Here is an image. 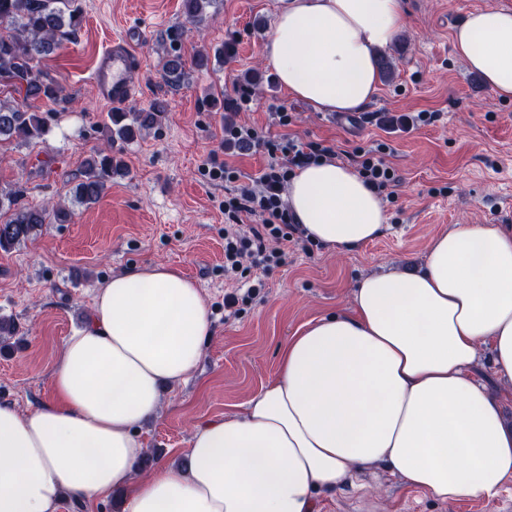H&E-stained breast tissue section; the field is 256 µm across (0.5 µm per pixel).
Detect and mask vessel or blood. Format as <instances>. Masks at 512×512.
I'll return each mask as SVG.
<instances>
[{
	"label": "vessel or blood",
	"instance_id": "vessel-or-blood-1",
	"mask_svg": "<svg viewBox=\"0 0 512 512\" xmlns=\"http://www.w3.org/2000/svg\"><path fill=\"white\" fill-rule=\"evenodd\" d=\"M141 56L132 40L124 38L96 58L92 82L102 104L114 112L125 111L140 89Z\"/></svg>",
	"mask_w": 512,
	"mask_h": 512
}]
</instances>
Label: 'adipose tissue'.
Here are the masks:
<instances>
[{
	"label": "adipose tissue",
	"mask_w": 512,
	"mask_h": 512,
	"mask_svg": "<svg viewBox=\"0 0 512 512\" xmlns=\"http://www.w3.org/2000/svg\"><path fill=\"white\" fill-rule=\"evenodd\" d=\"M406 27L403 0H279L264 56L293 98L360 112L376 59ZM455 54L512 101V12L474 11ZM287 202L314 241L354 249L387 215L352 168L296 171ZM211 332L200 288L154 264L112 277L84 329L62 346L53 396L27 411L0 403V512H60L122 491L125 512H318L314 492L382 463L442 500L492 499L512 479V425L472 372L480 345L512 382V226L460 224L433 238L418 273L357 283L349 311L290 336L275 377L241 413L196 425L187 467L137 470V428L186 383Z\"/></svg>",
	"instance_id": "1"
}]
</instances>
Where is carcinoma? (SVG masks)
Instances as JSON below:
<instances>
[{
	"mask_svg": "<svg viewBox=\"0 0 512 512\" xmlns=\"http://www.w3.org/2000/svg\"><path fill=\"white\" fill-rule=\"evenodd\" d=\"M214 0H183L189 22L203 24ZM83 21L81 0H0V87L24 93L29 105L18 106L0 102V138L9 141L32 142L44 133V121L32 110L30 103L53 104L61 100L58 82L44 72L41 61L76 38ZM169 52L163 64V79L178 80L186 69L205 70L210 55L200 53L187 62L179 53L182 30L172 28L167 33ZM166 116V102L156 100L146 110L111 112L110 144L125 143L140 130L161 122ZM113 153H100L86 160L74 196L82 204L99 200L112 182L115 169ZM23 192L15 191L0 197V251L35 238L45 224L64 223L70 216L64 209L39 208L22 203Z\"/></svg>",
	"mask_w": 512,
	"mask_h": 512,
	"instance_id": "1",
	"label": "carcinoma"
}]
</instances>
